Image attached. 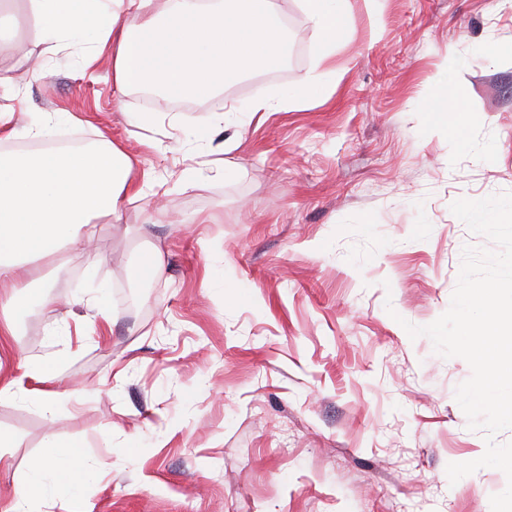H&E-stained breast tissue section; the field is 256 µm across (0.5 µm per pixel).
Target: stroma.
Instances as JSON below:
<instances>
[{
  "label": "stroma",
  "instance_id": "1",
  "mask_svg": "<svg viewBox=\"0 0 512 512\" xmlns=\"http://www.w3.org/2000/svg\"><path fill=\"white\" fill-rule=\"evenodd\" d=\"M275 2L298 61L186 108L134 89L117 98L110 54L88 68L84 50L44 52L25 0L17 28L0 25L13 45L0 66L27 74L0 88L14 125L69 113L50 135L108 134L136 178L168 188L161 223L147 198L99 221V263L70 253L46 266L55 303L34 322L14 317V375L52 362L60 399L49 415L0 403L15 442L1 503L53 434L80 440L97 471H70V494L34 497V512H491L502 471L455 484L446 473L486 450L455 400L471 369L400 322L435 321L464 246H493L450 205L512 191V57H484L512 45V5L351 0L323 91L246 122L244 104L278 98L316 59L299 0ZM442 82L470 111L459 125L422 109ZM156 249L161 277L138 278ZM125 284L138 292L127 307L115 297ZM64 319L79 336L60 335Z\"/></svg>",
  "mask_w": 512,
  "mask_h": 512
}]
</instances>
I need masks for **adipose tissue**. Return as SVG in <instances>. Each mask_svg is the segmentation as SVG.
Listing matches in <instances>:
<instances>
[{"label":"adipose tissue","mask_w":512,"mask_h":512,"mask_svg":"<svg viewBox=\"0 0 512 512\" xmlns=\"http://www.w3.org/2000/svg\"><path fill=\"white\" fill-rule=\"evenodd\" d=\"M29 0L48 52L84 45L112 50L119 91L140 86L175 97H209L256 70L285 60L284 22L274 0ZM318 37L319 56L336 51L350 0H302ZM141 196L130 155L102 137L79 149L0 152V308L24 314L45 305L39 261L62 252L96 259L95 220L117 218L127 195ZM55 374L47 362L26 377L0 362V402L22 400L51 412ZM95 471L73 444L48 436L26 472L24 487L0 512H32L34 493L56 494L73 463Z\"/></svg>","instance_id":"1"}]
</instances>
